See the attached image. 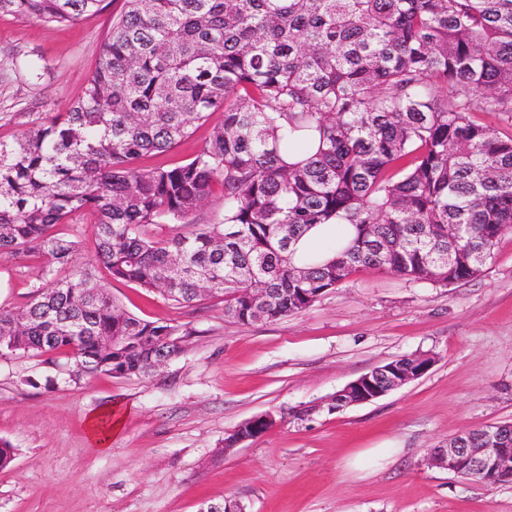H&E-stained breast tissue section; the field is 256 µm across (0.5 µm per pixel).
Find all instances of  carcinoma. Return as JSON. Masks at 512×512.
<instances>
[{
    "label": "carcinoma",
    "mask_w": 512,
    "mask_h": 512,
    "mask_svg": "<svg viewBox=\"0 0 512 512\" xmlns=\"http://www.w3.org/2000/svg\"><path fill=\"white\" fill-rule=\"evenodd\" d=\"M109 8L81 96L0 140V252L45 259L28 301L0 307V357L65 353L79 380L179 356L189 332L125 310L101 266L249 323L361 269L475 278L512 230V136L478 120L512 116V0H0V14L58 26ZM216 112L189 159L141 165ZM216 196L222 211L195 220ZM81 214L90 261L56 231ZM333 220L353 228L334 256L295 259Z\"/></svg>",
    "instance_id": "1"
}]
</instances>
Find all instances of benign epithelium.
<instances>
[{
    "label": "benign epithelium",
    "instance_id": "1",
    "mask_svg": "<svg viewBox=\"0 0 512 512\" xmlns=\"http://www.w3.org/2000/svg\"><path fill=\"white\" fill-rule=\"evenodd\" d=\"M410 381L408 377H387L378 386L372 380V373H365L348 383L330 399L328 410L340 411L352 405L372 402ZM507 431L503 427L488 426L485 437L488 445L470 448L466 440L457 437L448 441L447 446L433 449L431 458L435 465L457 475L466 468L480 469L499 478H512V448L505 444Z\"/></svg>",
    "mask_w": 512,
    "mask_h": 512
}]
</instances>
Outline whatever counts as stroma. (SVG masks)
<instances>
[{
    "label": "stroma",
    "instance_id": "35a3bbf8",
    "mask_svg": "<svg viewBox=\"0 0 512 512\" xmlns=\"http://www.w3.org/2000/svg\"><path fill=\"white\" fill-rule=\"evenodd\" d=\"M111 11L73 27L0 15V139L24 113L50 118L82 93ZM43 261L0 254V306L24 304ZM98 277L130 313L189 325L183 352L146 376L72 381L54 363L0 358V512H199L235 500L243 512H512V482L492 487L429 461L457 433L512 422V232L483 273L448 286L366 269L309 308L239 323L206 298L180 307ZM414 353L422 377L369 403L328 412L346 384ZM124 420L108 449L88 421ZM272 427L233 449L249 418Z\"/></svg>",
    "mask_w": 512,
    "mask_h": 512
}]
</instances>
